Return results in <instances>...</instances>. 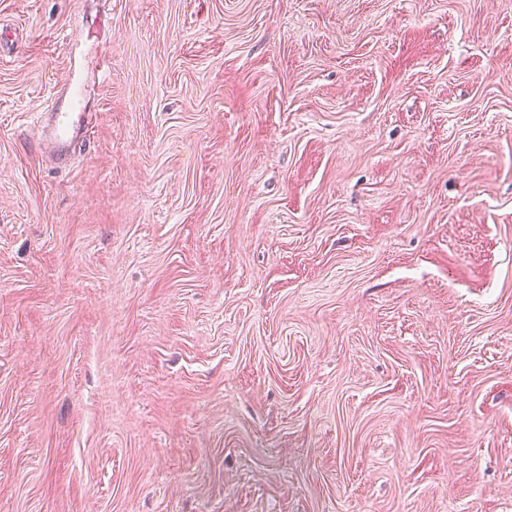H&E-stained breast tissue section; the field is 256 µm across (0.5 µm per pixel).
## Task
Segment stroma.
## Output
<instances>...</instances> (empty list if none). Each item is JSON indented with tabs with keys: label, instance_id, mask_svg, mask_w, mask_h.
<instances>
[{
	"label": "stroma",
	"instance_id": "stroma-1",
	"mask_svg": "<svg viewBox=\"0 0 512 512\" xmlns=\"http://www.w3.org/2000/svg\"><path fill=\"white\" fill-rule=\"evenodd\" d=\"M0 512H512V0H0ZM92 78L83 68L74 71L68 86L53 94L47 112L40 115L42 141L51 147L58 164L69 160L75 141H89V129L84 121L86 112H77L73 95L86 90Z\"/></svg>",
	"mask_w": 512,
	"mask_h": 512
}]
</instances>
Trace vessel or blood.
<instances>
[{
    "mask_svg": "<svg viewBox=\"0 0 512 512\" xmlns=\"http://www.w3.org/2000/svg\"><path fill=\"white\" fill-rule=\"evenodd\" d=\"M91 77L88 71H74L67 86L58 89L52 96L46 112L41 115V136L50 146L57 162L70 158V149L75 141H88L89 129L83 113L78 112L73 96L88 87Z\"/></svg>",
    "mask_w": 512,
    "mask_h": 512,
    "instance_id": "1",
    "label": "vessel or blood"
}]
</instances>
